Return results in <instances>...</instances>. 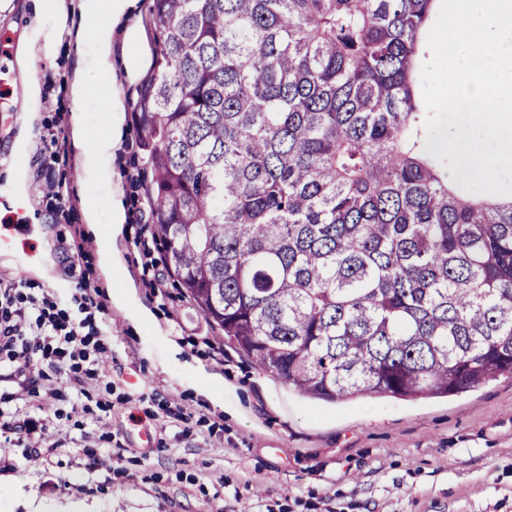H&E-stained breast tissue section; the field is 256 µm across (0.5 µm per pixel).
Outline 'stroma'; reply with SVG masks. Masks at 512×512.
Segmentation results:
<instances>
[{
	"label": "stroma",
	"instance_id": "obj_1",
	"mask_svg": "<svg viewBox=\"0 0 512 512\" xmlns=\"http://www.w3.org/2000/svg\"><path fill=\"white\" fill-rule=\"evenodd\" d=\"M147 5L137 0L116 25L99 0H0V74L12 90L0 105V219L27 221L6 231L0 273L26 255L22 295L91 318L106 346L83 396L61 390L52 369L0 370V410L39 419L43 448L34 458L23 434L0 437V512L69 501L87 512H512V379L416 402L313 401L217 340L173 275L143 282L145 258L166 263L143 215L147 164L133 122L154 48ZM103 29L110 90L74 101L75 77L98 66L96 45L78 35ZM109 93L121 102V140L103 174L81 168L74 121L104 132ZM49 181L63 200L44 196ZM113 199L124 224L93 236L87 207ZM106 239L111 272L97 261Z\"/></svg>",
	"mask_w": 512,
	"mask_h": 512
}]
</instances>
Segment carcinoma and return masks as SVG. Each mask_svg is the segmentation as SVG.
I'll return each mask as SVG.
<instances>
[{
    "label": "carcinoma",
    "instance_id": "1",
    "mask_svg": "<svg viewBox=\"0 0 512 512\" xmlns=\"http://www.w3.org/2000/svg\"><path fill=\"white\" fill-rule=\"evenodd\" d=\"M436 0H149L153 233L225 344L298 392L512 376V196L427 153Z\"/></svg>",
    "mask_w": 512,
    "mask_h": 512
}]
</instances>
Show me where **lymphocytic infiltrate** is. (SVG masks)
<instances>
[{
    "mask_svg": "<svg viewBox=\"0 0 512 512\" xmlns=\"http://www.w3.org/2000/svg\"><path fill=\"white\" fill-rule=\"evenodd\" d=\"M23 285L21 278L0 275V356L18 371L37 364L51 366L65 373L71 392L85 393L86 380L71 362L90 356L88 348L76 345L90 327V319L62 317L47 297H21Z\"/></svg>",
    "mask_w": 512,
    "mask_h": 512,
    "instance_id": "f902f5d3",
    "label": "lymphocytic infiltrate"
}]
</instances>
